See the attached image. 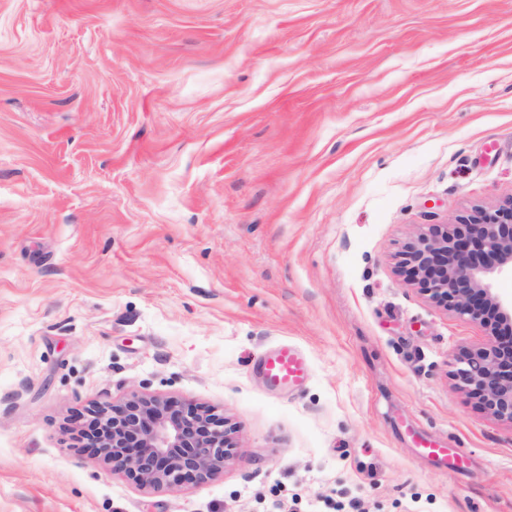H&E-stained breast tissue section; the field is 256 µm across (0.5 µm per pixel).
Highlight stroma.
Segmentation results:
<instances>
[{
  "label": "stroma",
  "mask_w": 512,
  "mask_h": 512,
  "mask_svg": "<svg viewBox=\"0 0 512 512\" xmlns=\"http://www.w3.org/2000/svg\"><path fill=\"white\" fill-rule=\"evenodd\" d=\"M511 197L512 0H0V512H512L450 375L492 329L398 268ZM133 390L224 412L223 475L81 451ZM260 365L266 376L282 387L296 384L307 370L305 359L288 344H282L264 355Z\"/></svg>",
  "instance_id": "obj_1"
}]
</instances>
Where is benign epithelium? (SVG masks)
<instances>
[{
  "instance_id": "obj_1",
  "label": "benign epithelium",
  "mask_w": 512,
  "mask_h": 512,
  "mask_svg": "<svg viewBox=\"0 0 512 512\" xmlns=\"http://www.w3.org/2000/svg\"><path fill=\"white\" fill-rule=\"evenodd\" d=\"M460 224L454 234L433 226L420 232L406 245L400 267L435 306L470 321L512 326V301L493 288L499 276L512 273V199L476 209ZM451 375L477 407L512 424V342L493 333L482 349L460 352ZM88 415L93 424L81 432L84 447L145 490L215 479L238 448L235 428L209 406L132 391L119 404L89 408Z\"/></svg>"
}]
</instances>
